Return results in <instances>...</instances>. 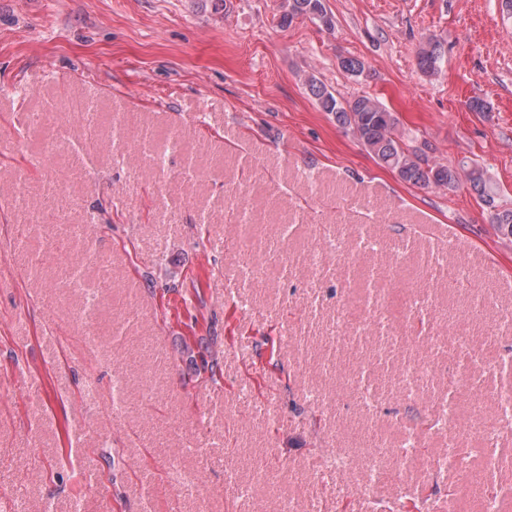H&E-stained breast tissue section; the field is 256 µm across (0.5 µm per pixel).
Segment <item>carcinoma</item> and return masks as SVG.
<instances>
[{"label": "carcinoma", "mask_w": 512, "mask_h": 512, "mask_svg": "<svg viewBox=\"0 0 512 512\" xmlns=\"http://www.w3.org/2000/svg\"><path fill=\"white\" fill-rule=\"evenodd\" d=\"M321 12L322 0H288L280 24L299 16L315 19ZM442 58L441 43L431 39L419 52L417 64L423 72L434 75L440 69ZM305 86L318 106L331 114L338 126L351 132L378 162L396 170L403 181L421 188H446L459 182V171L463 170L481 201L490 208L495 207L498 188L482 168L464 162L457 170L429 161L404 142L396 130V117L378 99L363 94L342 101L314 75L305 79ZM492 220L499 234L512 237V209L495 211Z\"/></svg>", "instance_id": "1"}]
</instances>
